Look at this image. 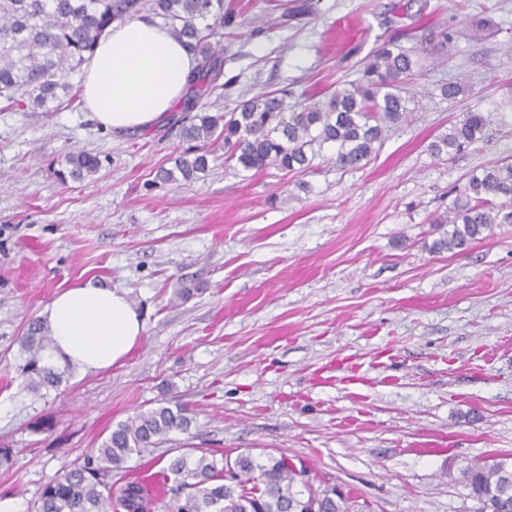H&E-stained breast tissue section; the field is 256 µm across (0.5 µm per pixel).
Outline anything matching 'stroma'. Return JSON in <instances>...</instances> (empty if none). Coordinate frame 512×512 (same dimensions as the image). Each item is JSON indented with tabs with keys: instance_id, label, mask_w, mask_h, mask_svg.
Returning <instances> with one entry per match:
<instances>
[{
	"instance_id": "35a3bbf8",
	"label": "stroma",
	"mask_w": 512,
	"mask_h": 512,
	"mask_svg": "<svg viewBox=\"0 0 512 512\" xmlns=\"http://www.w3.org/2000/svg\"><path fill=\"white\" fill-rule=\"evenodd\" d=\"M223 74L198 111L265 91L286 108L359 78L384 41L408 50L416 106L373 159L310 171H237L216 150L199 179L157 183L186 144L172 109L116 135L86 106L0 101V501L32 512L43 488L139 411L183 408L171 434L122 471H161L190 448L285 456L338 484L354 512H477L461 473L512 458V224L434 253L470 174L512 157V0H224ZM449 30L448 44L439 33ZM458 82L464 94L441 99ZM471 110L482 141L429 144ZM103 157L61 183V157ZM118 288L145 332L121 364L28 388L22 340L66 288Z\"/></svg>"
}]
</instances>
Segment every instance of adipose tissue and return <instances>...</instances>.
<instances>
[{
	"label": "adipose tissue",
	"mask_w": 512,
	"mask_h": 512,
	"mask_svg": "<svg viewBox=\"0 0 512 512\" xmlns=\"http://www.w3.org/2000/svg\"><path fill=\"white\" fill-rule=\"evenodd\" d=\"M197 64L192 53L154 22H117L99 42L83 96L104 128L141 132L182 100ZM43 316L53 339L51 359L84 373L125 359L145 330L123 290L89 282L57 294Z\"/></svg>",
	"instance_id": "1"
}]
</instances>
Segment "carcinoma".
Instances as JSON below:
<instances>
[{"mask_svg": "<svg viewBox=\"0 0 512 512\" xmlns=\"http://www.w3.org/2000/svg\"><path fill=\"white\" fill-rule=\"evenodd\" d=\"M150 11L170 34L200 58L197 84L215 82L221 73L220 53L211 38L233 22L224 15V0H0V98L19 110L54 112L80 101L83 70L98 41L114 22ZM416 61L394 42H384L368 58L362 78L336 86L325 99L311 100L288 112L284 99L262 93L236 110L194 116L196 102L185 103L178 120L180 136L193 146L175 159L176 170L191 180L208 168L207 147L224 144V161L245 171L276 168L286 174L311 167L314 146H336V163L358 168L382 144L385 128L403 122L412 111L403 84ZM488 117L468 111L429 145L431 154L453 158L484 136ZM57 171L62 181L84 180L100 171L102 160L84 151H69ZM451 229L431 250L463 251L494 224H512V162L499 160L471 174L453 207L436 219ZM48 328L30 324L23 347L28 353L22 373L28 386L56 387L62 373L43 364L51 346ZM192 419L186 410L158 406L117 424L83 464L67 471L41 492L36 512H151L149 487L127 478L112 494L114 471L130 457L154 452L173 432L186 433ZM511 470L505 459H486L463 470V481L478 512H512ZM174 478L170 512H352L350 497L336 485H314L305 467L284 456L241 452L218 460L208 453H183L160 471Z\"/></svg>", "mask_w": 512, "mask_h": 512, "instance_id": "cac0c4a2", "label": "carcinoma"}]
</instances>
